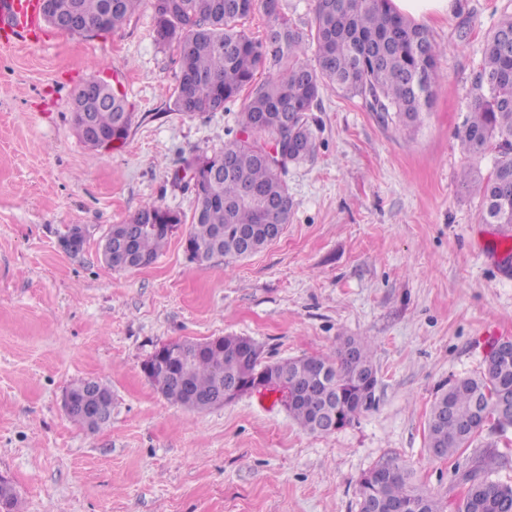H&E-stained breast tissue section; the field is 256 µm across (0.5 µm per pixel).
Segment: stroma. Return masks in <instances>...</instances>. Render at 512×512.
<instances>
[{"label": "stroma", "instance_id": "35a3bbf8", "mask_svg": "<svg viewBox=\"0 0 512 512\" xmlns=\"http://www.w3.org/2000/svg\"><path fill=\"white\" fill-rule=\"evenodd\" d=\"M427 21L445 53L432 109L411 134L360 99L321 92L312 158L288 167L284 234L263 251L198 269L185 249L195 208L175 183L182 159L223 148L244 100L220 112L170 109L179 57L155 39L150 4L112 32L43 25L0 30V478L13 512H359L358 482L406 461L414 483L456 512L472 461L499 455L512 484V428L484 427L469 448L433 458L426 421L450 381L475 377L512 339V235L482 223L457 133L484 40L512 0H457ZM99 79L125 96L128 138L92 148L75 133L77 89ZM182 216L149 267L116 271L109 228L146 203ZM82 251L63 249L71 225ZM237 334L266 359L317 356L339 339L373 343V407L330 434L304 431L277 395L202 412L171 405L142 371L162 345ZM85 379L112 390L109 424H74L63 407Z\"/></svg>", "mask_w": 512, "mask_h": 512}]
</instances>
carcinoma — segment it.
<instances>
[{"label": "carcinoma", "mask_w": 512, "mask_h": 512, "mask_svg": "<svg viewBox=\"0 0 512 512\" xmlns=\"http://www.w3.org/2000/svg\"><path fill=\"white\" fill-rule=\"evenodd\" d=\"M142 0H54L53 11L74 14L99 32L119 26ZM158 43L175 44L180 72L174 93L176 112H217L250 89L238 116L239 130L224 149L184 159L189 176L200 163L208 166L192 183L196 208L185 240L192 262L202 268L214 258L237 260L272 243L270 225L285 229L292 200L284 176L288 165L309 159L315 151L314 113L321 90L329 86L346 98H359L402 131L419 126L443 79L442 47L427 28L394 13L390 0H314V26L306 32L282 13L279 0H149ZM265 16L261 39L250 37L241 22L256 9ZM314 62H309L308 55ZM270 62L262 84L255 73ZM92 121L117 142L131 127L124 96L112 92V104L88 105ZM470 156L496 152L492 170L463 172L466 185L481 199L480 220L490 223L497 208L512 224V16L488 33L471 90L469 116L458 132ZM256 194L246 197L244 189ZM182 218L155 203L145 204L129 221L114 224L103 246L114 270L151 265ZM240 336L220 344L193 341L173 344L149 379L172 404L191 411L209 409L205 400L263 377L269 391L286 388L288 413L305 430L322 434L319 417L333 414L340 429L373 404L361 399L359 380L377 373L371 343L356 337L339 340L329 355L268 361L260 348L244 350ZM73 385L75 407L68 416L97 431L112 416V392L94 381ZM512 388V356L484 366L477 377L456 380L439 393L427 421L428 450L436 458L469 445L483 429L484 418L497 415L504 390ZM494 458L483 457L464 475L468 490L457 512H512V485L490 478ZM359 481L360 512H387L394 503L404 512H444L441 502L412 483L411 470L388 457Z\"/></svg>", "instance_id": "carcinoma-1"}]
</instances>
